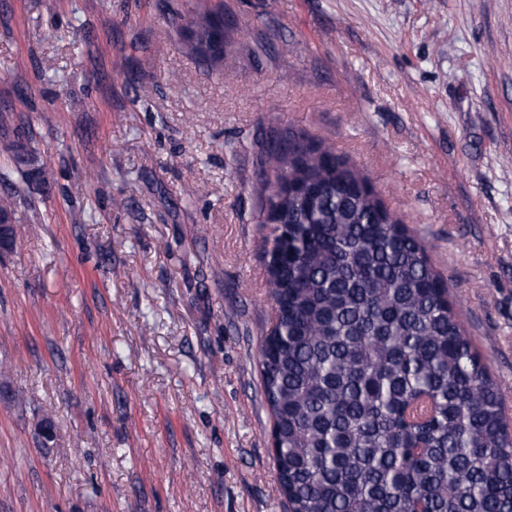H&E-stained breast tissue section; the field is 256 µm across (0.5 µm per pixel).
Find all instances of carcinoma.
Listing matches in <instances>:
<instances>
[{
	"mask_svg": "<svg viewBox=\"0 0 512 512\" xmlns=\"http://www.w3.org/2000/svg\"><path fill=\"white\" fill-rule=\"evenodd\" d=\"M222 62L218 13H175ZM22 175L39 180L30 146ZM260 223L277 304L261 371L288 512H512V419L418 232L333 144L269 142Z\"/></svg>",
	"mask_w": 512,
	"mask_h": 512,
	"instance_id": "obj_1",
	"label": "carcinoma"
}]
</instances>
